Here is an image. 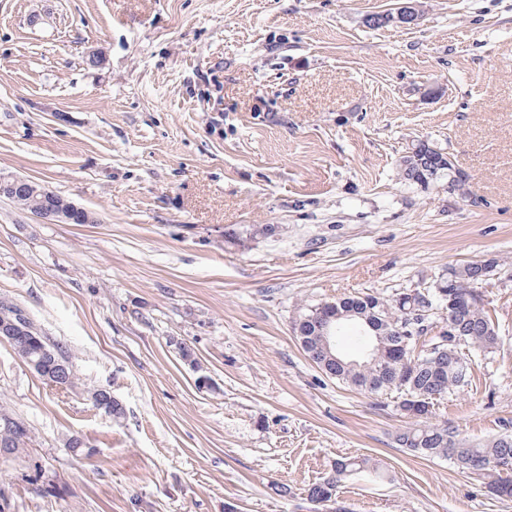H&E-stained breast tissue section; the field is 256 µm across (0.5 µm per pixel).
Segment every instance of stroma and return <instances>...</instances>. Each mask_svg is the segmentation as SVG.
<instances>
[{
  "instance_id": "stroma-1",
  "label": "stroma",
  "mask_w": 512,
  "mask_h": 512,
  "mask_svg": "<svg viewBox=\"0 0 512 512\" xmlns=\"http://www.w3.org/2000/svg\"><path fill=\"white\" fill-rule=\"evenodd\" d=\"M0 0V177L92 212L0 198V300L59 346L70 388L0 341V512H512L399 447L390 397L326 376L293 321L491 262L498 345L436 418L512 434V0ZM462 175L421 186L418 140ZM207 377L209 387L198 385ZM109 390L121 418L97 409ZM81 445L70 448L71 440ZM427 144L428 146L426 147V145H422L421 149L419 150L418 148H412L409 147L408 151L410 152L409 155H404L402 156V159H401V163H400V174L402 176V178L407 181V182H410V183H421V184H429L431 181H434V180H437L439 179L440 177L442 176H445V175H448V180L451 181V183L453 182H460L461 180V174L459 173L458 171V174H457V171L455 169V166L454 164H451V168H448V160L446 159L445 157V153H443V149H441L440 147L434 145L433 143H430L427 141ZM434 148H437V150H434ZM418 151L422 152L424 151V155H429L431 156L432 158H434V165H433V168L435 169V171L432 173V175H435V178H430L428 176V174H424V166L423 164L420 162L419 165L420 167L418 168V170H416V173H415V177H421L423 178V176H425V181H415L414 180V162H413V156L415 155V153H417ZM453 177V179H452ZM452 179V180H451ZM30 184L32 188L24 193H17L13 196H3L12 200L14 203L22 207V209H26L35 214H37V211L40 210L44 205L50 206L56 211H59L55 212L47 209L40 210L38 215L50 222H61L69 224L77 216L82 222L80 220H75L72 224H87L96 221L95 217L88 210L72 204L71 201L64 198L63 196L56 194L55 192L50 191L32 181H30ZM70 208L71 211H69ZM60 212L67 213L63 214ZM27 429L16 419L0 414V455L15 454L26 445ZM24 445V447H23ZM368 460L358 458H342L336 460L334 465L336 476L331 480L328 478L323 482L314 485L309 493L311 502L315 505H324L325 502H332L336 497V484L338 477L342 475H350L356 471H361L368 467Z\"/></svg>"
}]
</instances>
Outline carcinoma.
Instances as JSON below:
<instances>
[{"instance_id": "1", "label": "carcinoma", "mask_w": 512, "mask_h": 512, "mask_svg": "<svg viewBox=\"0 0 512 512\" xmlns=\"http://www.w3.org/2000/svg\"><path fill=\"white\" fill-rule=\"evenodd\" d=\"M434 158L435 178L448 176L454 182L461 174L448 167L445 153L430 143L421 147ZM20 207L35 213L47 205L59 212H68L71 201L36 183L31 189L10 197ZM472 263L453 267L439 285L427 288L429 307H423L418 297L407 293L393 296L366 293L345 297L334 302L340 310H354L377 322V331L371 332V343L376 346L372 360L356 365L342 364L330 359L324 352L323 337L313 320L314 310L308 308L294 321V332L309 358L326 374L336 380L357 387L371 395L397 393V407L420 425L407 427L396 434L397 444L415 454L429 458H445L463 473L490 478L494 493L512 497V435L504 434L479 443L460 437L458 431L446 422L433 421L434 406L448 395L471 384L472 357L493 352L498 344L495 325L485 307L475 300L462 297V284L470 283ZM452 311L457 321V336L444 342L433 336L420 353H415L416 338L401 335L399 328L407 322L418 328L439 324L441 314ZM28 333L12 337V346L26 361L37 363L38 374L47 384H73L72 366L54 346L48 344L33 327L28 317H22ZM96 407L116 415L118 403L106 389L92 393ZM27 429L16 419L0 414V453L14 454L26 444ZM368 460L342 458L334 465L336 477L314 485L309 493L311 502L320 505L336 497L337 478L361 471Z\"/></svg>"}]
</instances>
